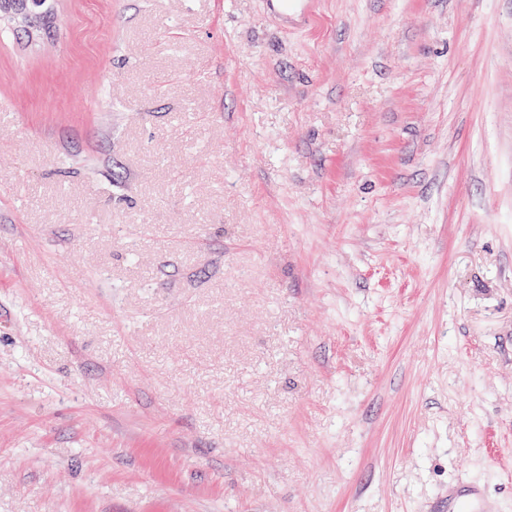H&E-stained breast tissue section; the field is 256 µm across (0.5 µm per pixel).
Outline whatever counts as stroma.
Segmentation results:
<instances>
[{
  "mask_svg": "<svg viewBox=\"0 0 512 512\" xmlns=\"http://www.w3.org/2000/svg\"><path fill=\"white\" fill-rule=\"evenodd\" d=\"M512 512V0L0 13V512ZM448 512H488L476 489L461 488L448 491Z\"/></svg>",
  "mask_w": 512,
  "mask_h": 512,
  "instance_id": "obj_1",
  "label": "stroma"
}]
</instances>
